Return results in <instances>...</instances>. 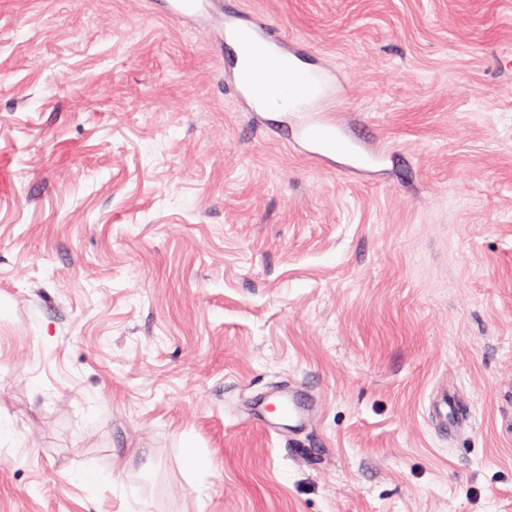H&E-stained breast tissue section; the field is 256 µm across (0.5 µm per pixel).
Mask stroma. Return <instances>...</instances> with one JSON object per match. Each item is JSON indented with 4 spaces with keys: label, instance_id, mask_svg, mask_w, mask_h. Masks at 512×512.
<instances>
[{
    "label": "stroma",
    "instance_id": "35a3bbf8",
    "mask_svg": "<svg viewBox=\"0 0 512 512\" xmlns=\"http://www.w3.org/2000/svg\"><path fill=\"white\" fill-rule=\"evenodd\" d=\"M216 6L0 0V512H512V0ZM221 14L381 165L270 132ZM303 401L304 399L299 391H289L286 396L264 400L259 408V412L262 415L276 412V417L284 422L278 424L279 427L288 426V428H294L304 423ZM270 406L272 409L276 408V411H271Z\"/></svg>",
    "mask_w": 512,
    "mask_h": 512
}]
</instances>
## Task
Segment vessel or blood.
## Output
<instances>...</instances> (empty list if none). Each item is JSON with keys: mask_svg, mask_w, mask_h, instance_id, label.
<instances>
[{"mask_svg": "<svg viewBox=\"0 0 512 512\" xmlns=\"http://www.w3.org/2000/svg\"><path fill=\"white\" fill-rule=\"evenodd\" d=\"M224 50L232 64L225 71L241 98L255 108L279 107V123L294 128L307 144V154L314 160H325L348 152L341 139L339 121L319 109L331 92L329 73L315 66H302L298 49L271 36L257 20L228 17L224 28ZM260 413H275L285 426H301L305 420L303 398L299 392L263 401Z\"/></svg>", "mask_w": 512, "mask_h": 512, "instance_id": "b4317fda", "label": "vessel or blood"}]
</instances>
